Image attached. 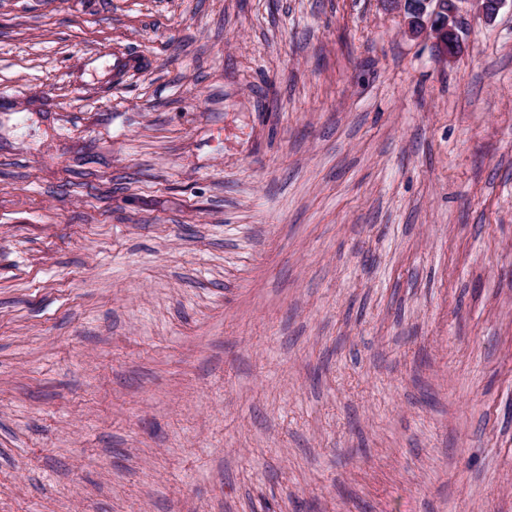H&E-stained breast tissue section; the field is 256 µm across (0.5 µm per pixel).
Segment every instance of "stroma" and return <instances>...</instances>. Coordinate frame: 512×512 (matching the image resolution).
<instances>
[{
    "label": "stroma",
    "mask_w": 512,
    "mask_h": 512,
    "mask_svg": "<svg viewBox=\"0 0 512 512\" xmlns=\"http://www.w3.org/2000/svg\"><path fill=\"white\" fill-rule=\"evenodd\" d=\"M0 0V512H512V8ZM467 0H384L392 10L402 13L407 33L429 41L438 58L450 59L463 48L457 14L459 3Z\"/></svg>",
    "instance_id": "1"
}]
</instances>
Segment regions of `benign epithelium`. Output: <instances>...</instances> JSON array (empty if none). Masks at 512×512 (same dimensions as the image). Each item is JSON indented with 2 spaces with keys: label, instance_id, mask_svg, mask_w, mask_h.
Segmentation results:
<instances>
[{
  "label": "benign epithelium",
  "instance_id": "obj_1",
  "mask_svg": "<svg viewBox=\"0 0 512 512\" xmlns=\"http://www.w3.org/2000/svg\"><path fill=\"white\" fill-rule=\"evenodd\" d=\"M388 6L402 13L407 33L428 41L438 58L450 59L463 48L457 14L463 0H384ZM487 22L495 19L508 0H473Z\"/></svg>",
  "mask_w": 512,
  "mask_h": 512
}]
</instances>
